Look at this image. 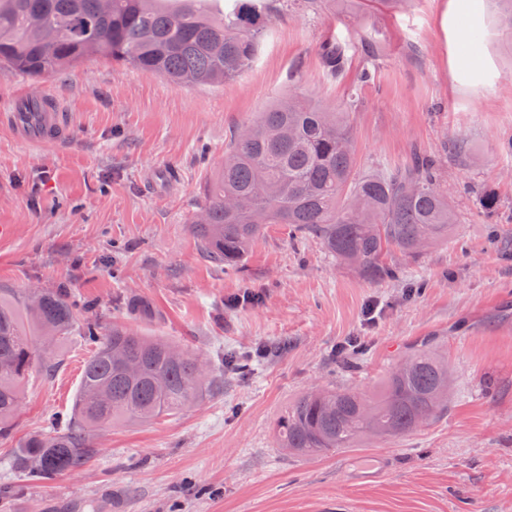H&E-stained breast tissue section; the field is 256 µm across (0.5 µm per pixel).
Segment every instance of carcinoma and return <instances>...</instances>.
Masks as SVG:
<instances>
[{
	"mask_svg": "<svg viewBox=\"0 0 512 512\" xmlns=\"http://www.w3.org/2000/svg\"><path fill=\"white\" fill-rule=\"evenodd\" d=\"M274 5L233 0H0V71L39 81L101 57L176 84L218 85L246 71L267 33ZM324 67L339 75L345 49L321 45ZM353 87L339 109L295 92L253 123L233 131L224 164L206 184L193 230L207 256L239 262L269 224L311 237L364 277L393 275L391 250L414 253L448 238L455 212L441 186L448 150L419 154L399 167L357 171L350 121ZM81 326L93 352L71 413L60 428L31 433L12 467L26 482L80 470L95 455L96 431L118 422L146 423L180 412L222 376L161 336L114 325L103 332L81 319L65 288L0 292V435L11 433L22 382L58 367L60 343ZM448 406V364L423 340L390 375L382 392L310 391L279 419L277 443L304 456L385 440L413 431Z\"/></svg>",
	"mask_w": 512,
	"mask_h": 512,
	"instance_id": "obj_1",
	"label": "carcinoma"
}]
</instances>
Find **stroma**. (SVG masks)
<instances>
[{
	"instance_id": "stroma-1",
	"label": "stroma",
	"mask_w": 512,
	"mask_h": 512,
	"mask_svg": "<svg viewBox=\"0 0 512 512\" xmlns=\"http://www.w3.org/2000/svg\"><path fill=\"white\" fill-rule=\"evenodd\" d=\"M495 14L493 0H287L253 66L221 85L98 57L38 82L0 76V100L55 97L68 126L58 146L0 127L1 288H68L103 327L135 326L211 364L283 347L177 414L103 429L85 467L0 512H324L339 494L353 512H512V56ZM475 22L485 37L470 56ZM330 38L348 48L338 77L319 56ZM365 69L351 115L360 171L461 145L444 169L458 219L447 239L392 251L380 282L284 224L236 267L207 257L191 225L231 132L292 89L336 108ZM132 300L150 316L132 315ZM426 337L448 364L446 412L320 455L276 447L275 423L299 397L378 393ZM91 352L68 337L56 372L24 383L0 484L17 481L23 438L70 413Z\"/></svg>"
}]
</instances>
